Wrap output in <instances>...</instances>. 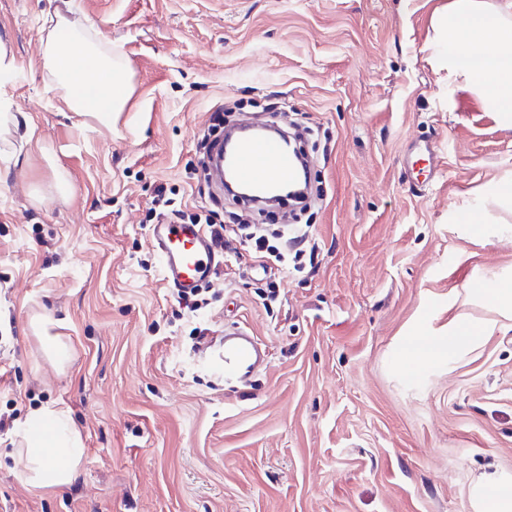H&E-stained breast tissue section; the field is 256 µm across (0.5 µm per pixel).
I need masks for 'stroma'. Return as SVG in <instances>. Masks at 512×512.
Segmentation results:
<instances>
[{"label": "stroma", "instance_id": "35a3bbf8", "mask_svg": "<svg viewBox=\"0 0 512 512\" xmlns=\"http://www.w3.org/2000/svg\"><path fill=\"white\" fill-rule=\"evenodd\" d=\"M449 0H0L6 90L35 128L0 179V512H476L512 486V320L474 280L512 282V126L441 68ZM91 19L133 94L115 126L71 111L44 66L48 19ZM268 106L318 128L314 259L281 221L262 263L224 240L195 323L144 218L186 212L210 107ZM473 211L481 232L457 222ZM278 283L268 299L267 281ZM68 347L47 356L32 325ZM485 336L419 362L407 344ZM237 323L267 366L225 382L198 355ZM66 408L85 454L70 486L15 477V424Z\"/></svg>", "mask_w": 512, "mask_h": 512}]
</instances>
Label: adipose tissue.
Here are the masks:
<instances>
[{"label":"adipose tissue","instance_id":"ef3b65f1","mask_svg":"<svg viewBox=\"0 0 512 512\" xmlns=\"http://www.w3.org/2000/svg\"><path fill=\"white\" fill-rule=\"evenodd\" d=\"M448 55L443 67L479 90L487 106L512 124V0H450L442 18ZM70 32L61 40L59 30ZM86 24L56 16L44 49L45 67L72 111L103 125L124 112L133 86L126 66L85 38ZM85 453L81 431L66 409H31L12 454L16 478L29 490L71 484Z\"/></svg>","mask_w":512,"mask_h":512}]
</instances>
